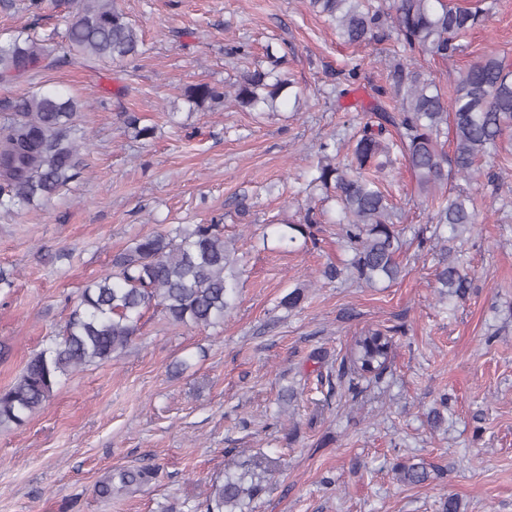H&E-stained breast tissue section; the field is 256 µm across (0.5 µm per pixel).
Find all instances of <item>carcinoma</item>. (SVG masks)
Segmentation results:
<instances>
[{"label": "carcinoma", "instance_id": "cac0c4a2", "mask_svg": "<svg viewBox=\"0 0 512 512\" xmlns=\"http://www.w3.org/2000/svg\"><path fill=\"white\" fill-rule=\"evenodd\" d=\"M309 9L336 30L344 43H369L385 30L397 33L403 47L420 55L449 59L460 52L459 38L485 24L490 9L459 6L451 0H308ZM69 13L66 40L76 55L98 62L123 63L140 54L138 29L119 0H75ZM53 34L41 39L17 34L0 39V84L35 76L41 64L55 56ZM266 57L273 68L247 73L235 86L220 89L200 84L186 92L199 106L233 99L239 105L271 107L290 81L275 67L280 58ZM388 86L381 94L395 103L394 111L374 106L377 124L365 123L360 133L335 138L320 147L321 158L309 185L333 190L340 205L341 235L353 251L345 268L329 264L323 278L333 281L344 273L369 286L393 282L403 267L398 257L405 229L381 188L378 174L390 163L397 146L420 191L435 201L433 221L450 228V242L476 224L471 197L448 187L460 177L477 183L480 163L496 155L500 141L512 137V69L495 55H484L458 72L452 95L441 90L418 62L399 54L387 62ZM0 122V210L31 205L65 187L83 168L81 151L87 140L77 122L80 103L72 97L32 94L9 102ZM396 140H382L387 127ZM451 134L452 154L443 151L440 137ZM318 224L313 207L303 222L287 225L280 241L297 237L315 241ZM436 273L440 295L463 299L472 288L468 269L454 250L446 248ZM239 280L233 245L224 240L219 221L179 224L166 233L135 239L112 258L106 273L81 292L62 336L29 358L21 375L0 390V429L20 426L49 399L60 377L86 366L108 362L125 351L139 331L143 310L155 303L176 326L211 327L224 321L235 305ZM394 345L389 331L368 328L353 337L338 370L339 379L381 376L388 368ZM400 480L419 485L430 477L423 463L396 467ZM142 470L123 471L119 485L108 483L104 493H120L141 482ZM260 484L228 479L214 488L208 512H236Z\"/></svg>", "mask_w": 512, "mask_h": 512}]
</instances>
